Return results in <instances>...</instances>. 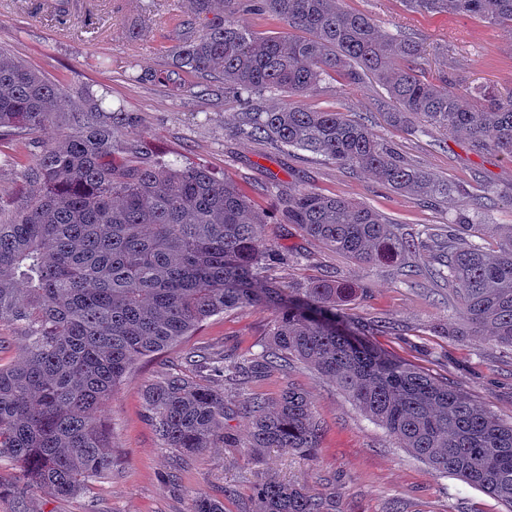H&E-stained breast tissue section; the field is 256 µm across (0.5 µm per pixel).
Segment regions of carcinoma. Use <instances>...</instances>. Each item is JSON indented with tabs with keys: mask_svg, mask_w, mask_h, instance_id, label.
Here are the masks:
<instances>
[{
	"mask_svg": "<svg viewBox=\"0 0 512 512\" xmlns=\"http://www.w3.org/2000/svg\"><path fill=\"white\" fill-rule=\"evenodd\" d=\"M344 0H194L192 17L175 19L174 68L152 75L130 64L132 82L149 78L172 91L186 78L220 82L248 97L288 94L275 109L241 113L239 131L361 168L397 191L448 184L392 151L367 123L301 103L324 77L352 86L369 76L396 111L394 123L423 121L446 136L462 134L477 153L512 161V91L451 87L449 76H422L421 44L380 30ZM421 14L455 13L490 26H512V0H403ZM240 5L264 12L301 37L263 35L234 19ZM62 128L52 142L39 132ZM24 138L33 158L28 191L0 200V327L17 329L22 355L0 364V460L17 470L24 493L60 497L112 468L111 436L98 413L135 364L189 335L212 316L254 308L270 313L268 344L230 362L190 352L196 369L256 379L299 361L333 381L358 409L414 457L498 499L512 512V424L422 368L370 341L374 328L351 317L352 288L336 280L305 287L265 279L283 259L263 238L266 219L231 182L211 169L162 156L139 161L146 144L138 117L112 108L90 89L71 93L0 50V143ZM489 197L462 199L454 223L403 232L371 208L312 188L288 191L282 216L308 237L359 261L400 262L439 253L427 276L457 295L463 326L455 335L512 348V225L488 249L463 230ZM145 408L164 447L194 454L225 442L224 393L188 376L150 383ZM248 425L254 464L266 448L312 457L323 433L311 401L286 386L270 403L255 395L234 406ZM256 512H330L301 488L270 480L256 489ZM191 512H224L203 494Z\"/></svg>",
	"mask_w": 512,
	"mask_h": 512,
	"instance_id": "obj_1",
	"label": "carcinoma"
}]
</instances>
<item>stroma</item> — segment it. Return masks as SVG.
<instances>
[{"instance_id": "1", "label": "stroma", "mask_w": 512, "mask_h": 512, "mask_svg": "<svg viewBox=\"0 0 512 512\" xmlns=\"http://www.w3.org/2000/svg\"><path fill=\"white\" fill-rule=\"evenodd\" d=\"M44 2L0 0L1 50L66 89L90 86L107 93L113 105L136 113L149 154L200 162L233 181L266 214L262 236L274 239L290 255L270 270V277L286 284L333 279L351 285L348 313L366 324L391 325L375 334L379 348L429 370L502 422L512 423V349L453 336L461 310L447 287L422 277L405 283L397 264L373 265L336 253L305 237L296 225L282 223L278 204L281 191L306 186L366 204L414 232L453 218L460 195L489 192L494 205L478 239L491 248L497 240L493 225H512V162L493 152L473 153L459 134L444 137L394 125L380 106L387 97L381 86L369 80L353 87L343 75H331L305 98L307 107L358 113L410 163L458 187L444 199L392 190L370 171L344 169L323 156L241 134L238 115L247 103L236 96H177L157 82L127 81L128 60L148 72L167 66L176 43L172 20L193 14V0H78L64 17L49 15ZM344 6L371 15L386 32H405L419 41L427 79L450 72L460 89L487 84L512 89V29L490 27L464 14L414 13L403 0H344ZM136 24L142 30L135 38L131 30ZM31 159L27 140L0 148V198L15 195ZM269 321L267 312L253 308L227 311L138 361L104 412L112 434L111 474L89 480L70 497L40 492L23 502L13 485L11 464L1 461L0 512H17L22 505L29 512H190L193 497L200 493L222 501L224 512H255L256 489L270 479L330 499L333 512H389L395 503L403 512H504L487 493L433 472L399 448L335 383L301 363H294L288 375L249 381L197 375L186 364L190 351L211 358L260 351L268 341ZM169 374L197 375L201 383L223 392L228 405L253 393L274 399L287 384L300 386L324 429L316 456L306 459L270 448L263 464H251L244 446L246 424L232 414L224 420V432L232 440L222 447L192 455L163 447L145 410L144 390Z\"/></svg>"}]
</instances>
